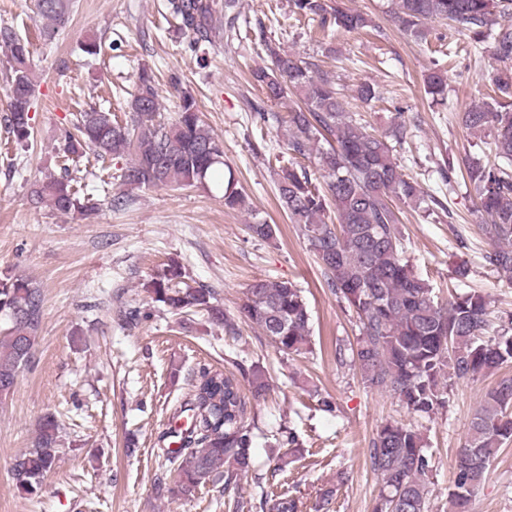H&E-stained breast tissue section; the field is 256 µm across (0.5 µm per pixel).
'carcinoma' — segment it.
Returning <instances> with one entry per match:
<instances>
[{
  "mask_svg": "<svg viewBox=\"0 0 512 512\" xmlns=\"http://www.w3.org/2000/svg\"><path fill=\"white\" fill-rule=\"evenodd\" d=\"M166 12L188 37L196 52L211 43L217 28L214 0H166ZM45 21L44 38L55 39L69 19L68 0H38ZM290 17L318 22L347 32L375 28L368 15L342 8L333 0H291ZM443 19L458 34L469 37L474 50L491 49L499 62H512V0H395L393 21L407 36L426 38L424 23ZM255 38L271 65L251 70L253 82L267 100L282 103L293 97L302 107L290 108L288 166L281 169L278 194L281 207L296 224L324 268L326 286L361 321V337L352 350L365 383L384 390L417 416H431L445 406L454 381L512 364V331L487 335L489 301L470 290L444 301L429 280L406 257L399 211L393 200L430 214L442 200L425 192L405 176L393 157L404 139L403 124L387 135L359 125L346 109L336 83L319 64L274 45L263 26ZM0 46L9 59L7 132L16 142L32 134L29 112L34 96L30 43L8 27L0 28ZM129 102L130 121L121 123L109 108L89 106L76 122L60 133L65 158L63 174H49L33 191L35 203H46L62 214L87 216L96 209L70 169L92 151L98 156L129 157L116 176L130 188L203 185L224 165V150L203 121L195 97L179 91L178 111L170 122L159 119L161 105L152 71L142 67ZM494 94L460 113L461 124L474 135L492 138L491 155L472 158L466 171L477 196L475 208L485 222L481 231L492 249L484 260L497 276L512 284V70L498 72ZM428 94L445 97V73L433 69L425 77ZM365 102L381 96L370 82L356 85ZM333 144L323 151L320 138ZM315 158L318 172L302 161ZM224 207L246 206L233 177L221 181ZM336 213V222L328 220ZM182 266L170 260L147 285L152 299L178 314L205 313L228 333L236 327L204 287L179 288ZM242 312L280 352H310V312L301 290L289 281L256 279L246 290ZM44 313L41 289L30 279L0 278V316L7 328L0 333V389L10 392L19 373L30 363ZM253 398L270 391L265 370L247 373ZM247 406L235 378L221 370L205 369L173 416L186 417L187 432L175 455L167 457L173 471L155 479L158 494L173 501H189L209 484H223L234 495V506L246 503L240 481L253 465L254 435L246 425ZM60 424L52 414L39 422L33 447L16 457L12 476L27 494L41 490L60 447ZM275 444L288 448L293 459L299 449L295 433L280 431ZM512 442V377L500 379L474 412L456 461L457 474L448 497L455 512H467L475 491L485 482L488 468ZM371 467L383 484L375 512H428V477L433 453L428 439L411 424L380 426L369 448ZM267 512H297L288 493L262 492Z\"/></svg>",
  "mask_w": 512,
  "mask_h": 512,
  "instance_id": "carcinoma-1",
  "label": "carcinoma"
}]
</instances>
